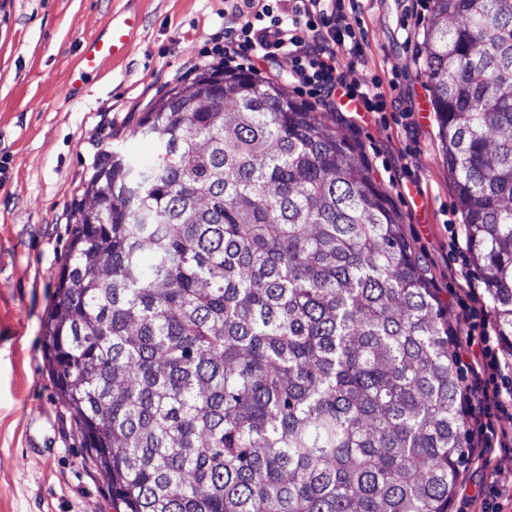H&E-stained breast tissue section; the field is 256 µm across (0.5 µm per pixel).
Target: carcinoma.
<instances>
[{
	"label": "carcinoma",
	"instance_id": "carcinoma-1",
	"mask_svg": "<svg viewBox=\"0 0 512 512\" xmlns=\"http://www.w3.org/2000/svg\"><path fill=\"white\" fill-rule=\"evenodd\" d=\"M425 75L512 351V0H432ZM104 151L42 339L116 512H449L452 329L323 112L201 67Z\"/></svg>",
	"mask_w": 512,
	"mask_h": 512
}]
</instances>
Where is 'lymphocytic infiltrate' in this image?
I'll use <instances>...</instances> for the list:
<instances>
[{
    "mask_svg": "<svg viewBox=\"0 0 512 512\" xmlns=\"http://www.w3.org/2000/svg\"><path fill=\"white\" fill-rule=\"evenodd\" d=\"M231 2L224 17V45L216 50L224 63H271L285 57L290 62L289 85L327 111H336L341 95L357 102L360 111L386 112L378 78L351 83L341 70L342 61L365 55L361 0ZM448 234V268L455 283L448 298L466 314V328L452 343L469 393L466 415L473 439L468 460L477 463L494 449L512 447V353L504 350L500 330L482 304L456 226H449Z\"/></svg>",
    "mask_w": 512,
    "mask_h": 512,
    "instance_id": "lymphocytic-infiltrate-1",
    "label": "lymphocytic infiltrate"
}]
</instances>
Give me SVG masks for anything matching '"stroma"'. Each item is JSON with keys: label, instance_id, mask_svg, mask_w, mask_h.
I'll return each mask as SVG.
<instances>
[{"label": "stroma", "instance_id": "stroma-1", "mask_svg": "<svg viewBox=\"0 0 512 512\" xmlns=\"http://www.w3.org/2000/svg\"><path fill=\"white\" fill-rule=\"evenodd\" d=\"M225 0H0V512H115L105 481L60 402L41 339L66 260L75 206L103 150L137 158L152 143L134 129L160 91L215 63ZM430 0H367L366 59L345 63L348 81L398 78L414 127L379 126L369 112H332L401 232L440 293L448 291V226L461 208L448 178L419 47ZM140 16L128 55L106 61L72 98L61 90L80 44L113 14ZM409 37H402V24ZM498 486L512 512V450L460 474L450 512H480Z\"/></svg>", "mask_w": 512, "mask_h": 512}]
</instances>
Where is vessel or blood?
<instances>
[{
    "label": "vessel or blood",
    "instance_id": "obj_1",
    "mask_svg": "<svg viewBox=\"0 0 512 512\" xmlns=\"http://www.w3.org/2000/svg\"><path fill=\"white\" fill-rule=\"evenodd\" d=\"M139 27L137 14L114 13L101 32L83 44L79 66L70 75L65 94H73L85 85L105 61L125 56L135 43Z\"/></svg>",
    "mask_w": 512,
    "mask_h": 512
}]
</instances>
